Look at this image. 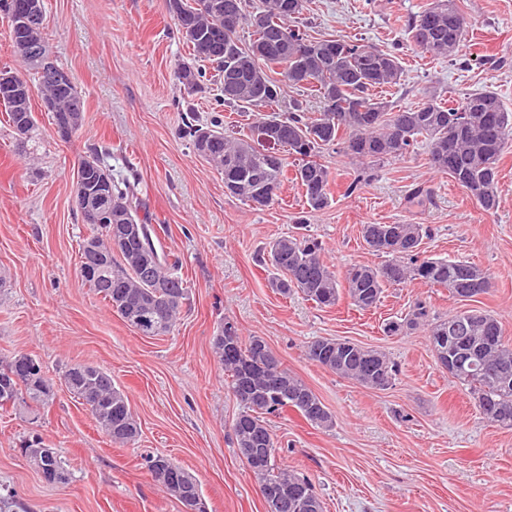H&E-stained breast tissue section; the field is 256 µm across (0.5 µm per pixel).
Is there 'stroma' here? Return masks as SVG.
I'll return each instance as SVG.
<instances>
[{"instance_id":"obj_1","label":"stroma","mask_w":512,"mask_h":512,"mask_svg":"<svg viewBox=\"0 0 512 512\" xmlns=\"http://www.w3.org/2000/svg\"><path fill=\"white\" fill-rule=\"evenodd\" d=\"M431 0H308L310 38L361 39L401 58L399 85L383 99L397 109L429 94L459 102L483 89L512 111V0H457L472 20L457 61L411 44L410 18ZM44 34L54 63L84 100L79 134L57 139L50 113L33 99L35 138L18 140L0 111V355L36 356L55 378V397L36 417L0 409V484L26 512H181L152 479L146 456L164 454L192 473L207 512H265L255 479L234 445L240 407L224 384L212 339L221 323L263 337L335 417L312 427L296 412L271 418L278 461L311 480L324 512H512V428L481 415L469 389L440 367L426 327L388 334L415 306L429 320L460 308L444 288L408 283L386 288L377 308L349 299L319 308L302 295L272 290L260 247L293 231L307 214L337 273L380 264L361 236L365 224L410 222L432 228L423 250L466 260L493 281L478 307L499 318L512 341V146L500 163L496 210L486 212L448 175L432 170L425 147L365 167L342 147L322 150L336 174L330 205L308 213L300 190L285 183L278 203L251 209L224 190V176L199 158L180 129L186 110L199 123L238 131L251 113L218 106L214 92L188 95L175 77L189 52L176 34L167 0H44ZM107 142L113 170L137 167L147 212L166 225L164 243L180 255L189 288L179 325L165 336L137 334L79 277V244L88 233L73 215V167ZM354 194L345 189L354 177ZM431 197L410 206L409 190ZM347 339L384 352L397 372L370 389L309 361L312 338ZM106 369L123 389L141 427L138 443L113 445L89 411L60 385L69 366ZM31 435L62 456L65 484L46 483L21 452Z\"/></svg>"}]
</instances>
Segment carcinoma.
I'll list each match as a JSON object with an SVG mask.
<instances>
[{
  "label": "carcinoma",
  "instance_id": "1",
  "mask_svg": "<svg viewBox=\"0 0 512 512\" xmlns=\"http://www.w3.org/2000/svg\"><path fill=\"white\" fill-rule=\"evenodd\" d=\"M26 0H0V12L9 20L8 44L36 38L43 42V30L16 27ZM201 0H181L176 32L190 50L191 62H182L176 78L190 93L202 89L207 69L212 66L217 80L224 81V105L242 109H268L245 133L223 132L195 123L188 117L183 134L191 138L206 131L211 139L210 154L202 157L224 173V184H233L229 194L253 205L264 190H281L285 181L295 183L308 209L329 206L335 178L316 156L324 149L341 145L362 164H374L403 157L419 145L427 149L432 169L452 178L486 212L498 208L500 162L512 141V112L490 89L474 93L456 104H444L431 94L420 105L394 109L373 91L399 84L403 69L399 57L360 40H310L300 27L306 0H262V7L247 14L244 0H222L223 9L204 11ZM237 12L240 22L224 28V9ZM261 18V24L254 22ZM251 29L249 42L240 39L239 29ZM224 29V41L214 43V28ZM471 27L456 0H433L411 19L409 33L415 47L432 57L450 60L459 56L462 42ZM26 66L17 73L24 88H32L56 103L58 112H69L84 101L75 83L57 85L46 79L45 69H58L51 54L43 58L13 51ZM281 68L282 78L274 79L266 66ZM303 88L319 99V108L304 112L299 108L282 113L287 90ZM0 106L10 126L21 122L31 139L37 131L32 108H20L16 99L0 97ZM267 130L274 139L278 157L258 147L255 132ZM294 162H288V157ZM104 146L80 159L81 178L91 183L105 174L111 182L112 200L129 208L127 222L137 233L119 250L112 249L107 224L88 221L73 208L78 221L88 226L87 238L98 242L97 251H80L78 274L106 305L121 316L129 310L142 311L133 330L141 336H165L173 332L189 288L178 271L180 258L165 250L157 229L144 208L140 177L133 166L113 175ZM294 167L288 178V167ZM424 224H365L362 238L368 249L385 257L378 265H353L338 277L318 239L309 235L279 237L262 248V262L276 271L271 288L286 297L300 294L319 308H332L347 296L360 310L378 305L385 288L418 282L430 288H446L460 301H470L492 288L490 274L463 260L436 258L422 252L431 236ZM426 319L423 308L402 324L385 325L388 334L404 326H417ZM429 338L440 366L460 383L469 386L478 399L479 411L490 421L512 428V343L504 340L498 318L482 309L465 307L431 324ZM213 348L224 381L241 411L231 429L237 449L265 448L269 461L250 468L257 487L279 495L276 512H323L322 502L312 484L277 463L278 440L267 416L289 409L298 412L311 426L329 429L335 419L315 393L270 350L260 336L243 339L237 326L226 321L213 337ZM308 360L336 375L375 389L386 388L396 375L394 364L382 352L371 365L364 359V347L344 339L316 337L307 342ZM67 390L89 410L97 427L119 447L136 444L138 423L128 396L112 383L105 369L76 364L60 377ZM54 380L42 362L26 353L0 355V409H31L52 400ZM21 451L32 462L52 453L50 464L65 470L53 449L40 438L23 442ZM150 473L171 468L183 474L187 492L197 512H207L199 484L193 474L164 455L147 458Z\"/></svg>",
  "mask_w": 512,
  "mask_h": 512
}]
</instances>
